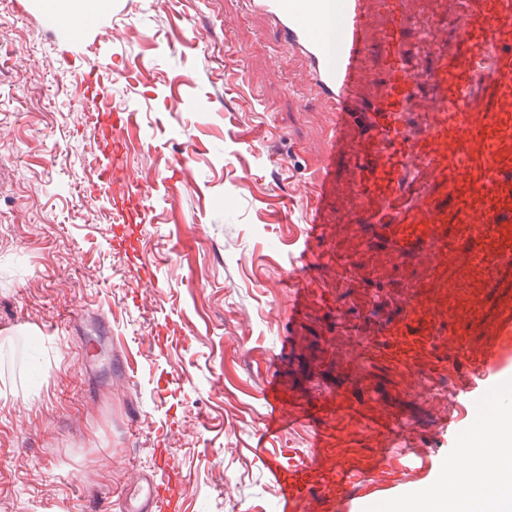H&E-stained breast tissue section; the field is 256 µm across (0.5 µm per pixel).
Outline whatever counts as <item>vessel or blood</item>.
I'll return each instance as SVG.
<instances>
[{
	"label": "vessel or blood",
	"instance_id": "obj_1",
	"mask_svg": "<svg viewBox=\"0 0 512 512\" xmlns=\"http://www.w3.org/2000/svg\"><path fill=\"white\" fill-rule=\"evenodd\" d=\"M250 10L300 54L317 95L336 108L335 138L353 132L357 194L355 222L374 239L417 261H434L427 289L442 285L448 260L447 222L483 228L498 266L512 265V0H247ZM452 18L463 19L455 51L442 44ZM47 25L84 38L89 24L59 13ZM381 47L380 71L365 66L371 44ZM489 70H482L481 61ZM494 72L495 105L476 88ZM436 92L424 96L421 84ZM366 97H358V88ZM86 124L101 154L95 188L117 200L114 242L137 254L138 229L151 223L146 191L134 180L127 154L139 133L136 113L112 106L111 81L90 70L81 82ZM265 435L296 417L335 414L333 398L291 405L274 385L263 391ZM313 449L275 448L263 464L278 488L275 512H294L312 490L318 455ZM165 477L149 481L135 512H181L185 491L170 449L155 451ZM425 462L407 458L400 470L380 463L382 482L397 484ZM367 481L359 467L323 483L326 502Z\"/></svg>",
	"mask_w": 512,
	"mask_h": 512
}]
</instances>
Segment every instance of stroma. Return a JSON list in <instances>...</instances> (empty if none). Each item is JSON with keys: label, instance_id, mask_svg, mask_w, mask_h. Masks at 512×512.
<instances>
[{"label": "stroma", "instance_id": "stroma-1", "mask_svg": "<svg viewBox=\"0 0 512 512\" xmlns=\"http://www.w3.org/2000/svg\"><path fill=\"white\" fill-rule=\"evenodd\" d=\"M99 20L75 42L38 0H0V512H127L136 479L161 478L160 446L183 512H271L261 449L311 447L323 427L321 478L387 456L440 467L475 435V403L512 401V268L479 267L483 236L449 224L447 285L427 297L448 317L407 362L386 327L432 264L366 246L350 220L356 143L332 151V107L302 59L246 0H109ZM181 21L197 48L178 47ZM93 63L140 121L129 168L154 221L134 264L113 243L112 200L91 192L80 81ZM346 262L361 278L345 280ZM143 268L156 287L140 286ZM164 322L182 340L156 344ZM95 337L109 348L91 371L81 342ZM477 362L494 385L474 384ZM271 377L289 398L342 406L269 440ZM457 385L467 395L449 399ZM393 419L402 441L380 427Z\"/></svg>", "mask_w": 512, "mask_h": 512}]
</instances>
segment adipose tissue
<instances>
[{
	"label": "adipose tissue",
	"mask_w": 512,
	"mask_h": 512,
	"mask_svg": "<svg viewBox=\"0 0 512 512\" xmlns=\"http://www.w3.org/2000/svg\"><path fill=\"white\" fill-rule=\"evenodd\" d=\"M485 440L454 449L442 471L447 493L425 488L386 512H512V408L477 404Z\"/></svg>",
	"instance_id": "obj_1"
}]
</instances>
